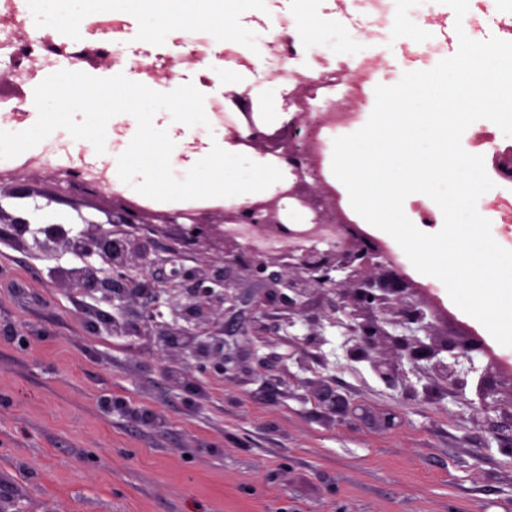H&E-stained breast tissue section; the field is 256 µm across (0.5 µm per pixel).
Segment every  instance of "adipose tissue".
Here are the masks:
<instances>
[{"mask_svg": "<svg viewBox=\"0 0 512 512\" xmlns=\"http://www.w3.org/2000/svg\"><path fill=\"white\" fill-rule=\"evenodd\" d=\"M40 24L68 30L74 17L100 8L136 18L144 52L113 65L101 79L75 70L34 95L31 116L0 122V153L36 154L46 142L79 145L105 167L113 189L175 208L220 206L238 211L292 185L282 159L246 143L251 131H275L293 112L294 83L270 75L269 58L283 40L294 54L283 69L302 76L357 68L375 55V35L338 0H38ZM196 25L214 38V55L150 73L152 56L180 28ZM230 55L220 63L217 54ZM228 116L212 122L214 99ZM250 106L252 122L237 105Z\"/></svg>", "mask_w": 512, "mask_h": 512, "instance_id": "obj_1", "label": "adipose tissue"}]
</instances>
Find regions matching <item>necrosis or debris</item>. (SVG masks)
Returning <instances> with one entry per match:
<instances>
[{
	"mask_svg": "<svg viewBox=\"0 0 512 512\" xmlns=\"http://www.w3.org/2000/svg\"><path fill=\"white\" fill-rule=\"evenodd\" d=\"M120 18L102 15L95 20L74 19L69 30L61 32L37 24L33 0H0V118L19 120L33 90L44 88L47 73L77 65L97 68L109 62L120 63L126 56L123 41L114 36L122 27ZM376 64L367 59L357 70L338 67L312 77L301 78L288 102L300 126L298 135L308 141L305 152L309 175L321 179L325 158V134L329 127L350 125L365 102V90L373 78ZM326 92V109L314 111L312 102L318 92ZM472 154L485 163L497 165L500 158L511 155L512 145L500 144L497 126L492 122L475 123L466 135ZM225 231L245 241L249 252H285L310 247V240L286 239L256 234L251 222H229Z\"/></svg>",
	"mask_w": 512,
	"mask_h": 512,
	"instance_id": "obj_1",
	"label": "necrosis or debris"
}]
</instances>
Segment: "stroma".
Returning a JSON list of instances; mask_svg holds the SVG:
<instances>
[{
  "mask_svg": "<svg viewBox=\"0 0 512 512\" xmlns=\"http://www.w3.org/2000/svg\"><path fill=\"white\" fill-rule=\"evenodd\" d=\"M18 189L0 205L31 227L49 213L72 230L103 218V194L47 201L44 173ZM73 261L0 242V512H512V456L470 409L388 388L345 358L343 326L307 364L347 414L327 418L251 363L181 388L184 365L165 350L77 319L84 296L54 284ZM407 275L447 310L439 334L482 331L446 290Z\"/></svg>",
  "mask_w": 512,
  "mask_h": 512,
  "instance_id": "35a3bbf8",
  "label": "stroma"
}]
</instances>
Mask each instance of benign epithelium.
Instances as JSON below:
<instances>
[{"mask_svg":"<svg viewBox=\"0 0 512 512\" xmlns=\"http://www.w3.org/2000/svg\"><path fill=\"white\" fill-rule=\"evenodd\" d=\"M292 193L303 199L319 218L337 217L330 200L315 184L300 178ZM258 208L268 210L265 222L256 225L261 234H295V225L278 218L275 201L256 203L243 213L208 210L184 222L182 212L155 213L131 207L121 199L104 209L106 223L90 222L76 233L62 229L31 230L29 221L0 206V234L13 236L17 245L49 256L76 254L84 265L60 269L58 282L69 291L92 297L95 304L80 312L83 323L92 328L102 324L119 336H143L148 340L181 336L175 348L191 350L212 372L234 376L241 365L256 363L261 370L275 362L284 382L297 383L307 395L325 402L332 400L329 413L343 411L327 379L301 381L289 363L305 362V349L322 348L329 340L322 334L336 325V314L349 321L350 338L342 343L346 357L367 361L389 387L414 389L411 377L425 379L423 390H437L455 400L465 401L468 377L478 376L476 394L481 406L491 391L485 381L494 370L489 360L483 371L475 366L474 355L491 357L482 338L469 332L455 341L442 338L437 323L448 317L429 300L417 301L421 287L400 275L399 266L387 258V248L358 224L336 225V244L312 245L288 254H251L236 238L224 234V223L251 218ZM151 228L169 240L157 254L144 252L135 238L121 229ZM32 233L27 240L24 235ZM265 282L262 295L254 300L255 317L240 338L224 339V314L235 306L240 272ZM320 294L325 306L310 313L307 299ZM107 304L118 311L113 316L98 307ZM284 311L288 327L301 323L303 335L288 337V354L272 352V336L265 322L268 307ZM395 312L412 327V336H395L385 325L387 313ZM389 352L382 353L379 348ZM476 425L489 431L501 450L512 455V416L499 421L474 417Z\"/></svg>","mask_w":512,"mask_h":512,"instance_id":"1","label":"benign epithelium"}]
</instances>
